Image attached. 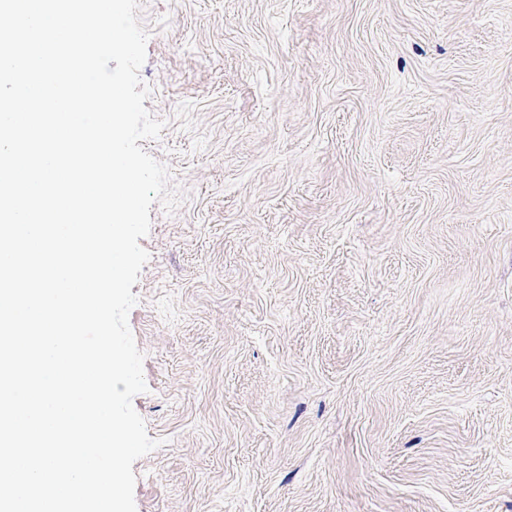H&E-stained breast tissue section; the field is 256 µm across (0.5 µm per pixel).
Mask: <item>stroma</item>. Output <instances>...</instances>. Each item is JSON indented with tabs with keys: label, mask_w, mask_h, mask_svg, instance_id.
Instances as JSON below:
<instances>
[{
	"label": "stroma",
	"mask_w": 512,
	"mask_h": 512,
	"mask_svg": "<svg viewBox=\"0 0 512 512\" xmlns=\"http://www.w3.org/2000/svg\"><path fill=\"white\" fill-rule=\"evenodd\" d=\"M137 512H512V0H140Z\"/></svg>",
	"instance_id": "1"
}]
</instances>
